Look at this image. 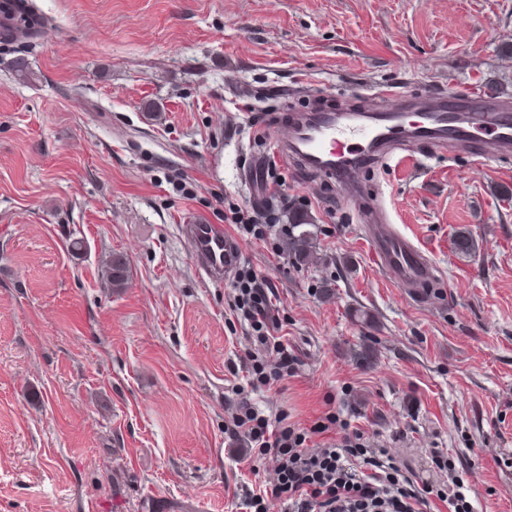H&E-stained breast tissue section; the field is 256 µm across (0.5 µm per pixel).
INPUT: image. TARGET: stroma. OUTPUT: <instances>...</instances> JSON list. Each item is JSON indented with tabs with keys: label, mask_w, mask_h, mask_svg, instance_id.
<instances>
[{
	"label": "stroma",
	"mask_w": 512,
	"mask_h": 512,
	"mask_svg": "<svg viewBox=\"0 0 512 512\" xmlns=\"http://www.w3.org/2000/svg\"><path fill=\"white\" fill-rule=\"evenodd\" d=\"M32 2L41 36L0 40V512H241L258 493L269 465L224 432L251 330L181 229L232 233V203L271 219L243 262L298 360L263 405L303 428L338 412L426 480L448 452L476 512H512V150L362 172L430 254L420 292L383 276L335 182L269 150L284 110L384 83L512 100V0ZM257 152L285 181L259 201Z\"/></svg>",
	"instance_id": "stroma-1"
}]
</instances>
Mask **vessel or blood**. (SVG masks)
Instances as JSON below:
<instances>
[{"label": "vessel or blood", "instance_id": "obj_1", "mask_svg": "<svg viewBox=\"0 0 512 512\" xmlns=\"http://www.w3.org/2000/svg\"><path fill=\"white\" fill-rule=\"evenodd\" d=\"M465 120L450 114L443 96L416 102L400 87H377L367 103L343 114H287L284 139L275 144L280 158H299L316 175L336 181L353 200L373 197L364 213L366 248L388 280L403 288H427L436 279L429 255L397 228L384 187L368 189L358 180L367 168H380L410 156L417 144L439 150L446 144L467 149L483 160L512 149V104L470 89H459ZM193 256L204 281L220 283L243 260L240 244L223 228L197 217L186 225Z\"/></svg>", "mask_w": 512, "mask_h": 512}]
</instances>
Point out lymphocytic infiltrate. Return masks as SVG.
<instances>
[{
    "instance_id": "lymphocytic-infiltrate-1",
    "label": "lymphocytic infiltrate",
    "mask_w": 512,
    "mask_h": 512,
    "mask_svg": "<svg viewBox=\"0 0 512 512\" xmlns=\"http://www.w3.org/2000/svg\"><path fill=\"white\" fill-rule=\"evenodd\" d=\"M234 288V307L252 330L253 347L243 360L244 381L236 387L238 401L224 432L247 439L252 461L276 463L274 479L246 501L248 512H267L270 500L286 502L288 512H432L435 502L447 512H474L446 456H437L435 464L448 473L447 484L421 485L386 450L365 447L362 432L339 414L326 413L301 429L286 414L270 415L253 403L252 394L293 375L297 360L273 334L275 305L256 274L240 270ZM336 430L341 436L335 440Z\"/></svg>"
}]
</instances>
